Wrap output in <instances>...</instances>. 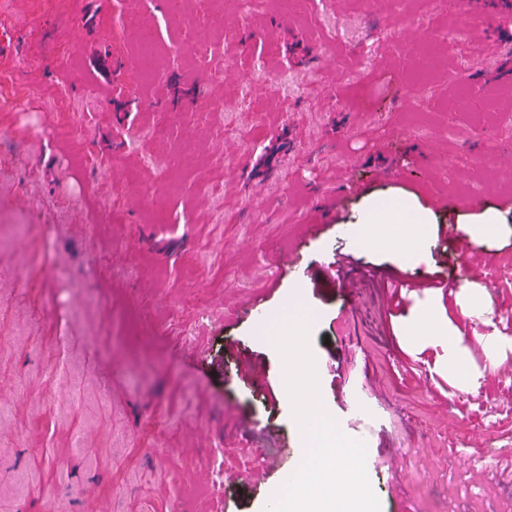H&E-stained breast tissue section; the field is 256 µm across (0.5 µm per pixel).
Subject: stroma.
<instances>
[{
	"label": "stroma",
	"mask_w": 512,
	"mask_h": 512,
	"mask_svg": "<svg viewBox=\"0 0 512 512\" xmlns=\"http://www.w3.org/2000/svg\"><path fill=\"white\" fill-rule=\"evenodd\" d=\"M183 13L172 26L164 0H0V512H47L52 496L65 512H263L279 478L215 474L258 455L301 462L282 456L302 442L259 332L296 297L316 315L323 405L365 436L381 512H512V409L490 395L439 409L485 366L461 306L512 310V287L468 284L433 246L439 225L490 216L477 249L512 261V178L477 161L512 150V35L443 0H265L247 17L238 0H187ZM147 35L152 79L136 62ZM348 179L363 190L335 212ZM393 198L424 217L418 250L356 236ZM291 251L322 265L347 251L379 279L349 317L331 278L288 273ZM256 296L262 314H245ZM245 355L261 381L237 379ZM366 376L382 407L343 414L337 379ZM479 422L496 427L492 447H468Z\"/></svg>",
	"instance_id": "35a3bbf8"
}]
</instances>
